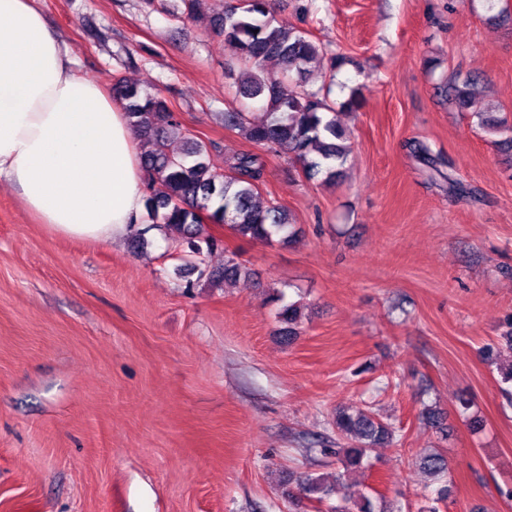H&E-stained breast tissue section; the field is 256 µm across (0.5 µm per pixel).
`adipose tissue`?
Listing matches in <instances>:
<instances>
[{
  "label": "adipose tissue",
  "mask_w": 512,
  "mask_h": 512,
  "mask_svg": "<svg viewBox=\"0 0 512 512\" xmlns=\"http://www.w3.org/2000/svg\"><path fill=\"white\" fill-rule=\"evenodd\" d=\"M143 178L120 105L31 0H0V184L53 232L109 244L139 223Z\"/></svg>",
  "instance_id": "ef3b65f1"
}]
</instances>
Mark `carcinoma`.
<instances>
[{
    "label": "carcinoma",
    "instance_id": "carcinoma-1",
    "mask_svg": "<svg viewBox=\"0 0 512 512\" xmlns=\"http://www.w3.org/2000/svg\"><path fill=\"white\" fill-rule=\"evenodd\" d=\"M216 26L245 66L240 89L254 98H262L265 108L264 119L257 122L247 121L242 112H226L224 127L241 130L248 141L266 152L288 154L310 176L321 174L327 182L336 180L348 146L343 129L329 116L332 107L317 92L304 89L286 94L282 90L283 80L302 79L308 65L317 60L319 48L315 42L292 25L277 24L267 0H246L243 5L230 6ZM269 60L282 64L280 74L265 70ZM472 84L474 79L469 78L448 87L462 109L472 104L468 90ZM113 100L121 104L130 122L141 127L150 140V149L142 153V168L144 205L152 224L144 232L157 229L166 236L179 238L183 252L195 259L218 246L219 240L205 231L207 224H228L237 237L252 241L270 242L276 237L285 244L294 238L296 231L284 208L254 202L265 173L264 155L243 151L227 156L224 165L232 172L227 176L210 164V146L182 126L161 94L117 80L113 84ZM171 135L180 136L185 143V149L177 154L167 148ZM410 148L425 165L440 172V162L426 144L414 142ZM249 276L246 266L233 256L227 258L223 279ZM300 314V305L295 302L283 308V335L290 339L297 335ZM503 347L512 351V317L497 344L485 348L486 358L492 359L494 352ZM332 426L338 447L326 448L324 453L336 455L348 472L369 468L371 449L396 439V428L391 423L363 410L354 414L344 408L336 410ZM419 464L441 481L437 497L421 512H439L437 503L448 498V461L432 452L422 455ZM297 485L307 499L317 502L332 491L331 483L321 475H304ZM374 494L373 489L360 491L332 507V512H375Z\"/></svg>",
    "mask_w": 512,
    "mask_h": 512
}]
</instances>
